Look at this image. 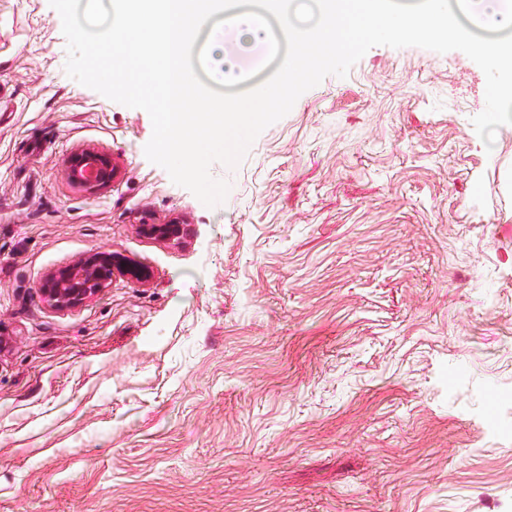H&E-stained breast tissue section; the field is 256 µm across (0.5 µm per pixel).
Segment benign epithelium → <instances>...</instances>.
Here are the masks:
<instances>
[{
  "label": "benign epithelium",
  "instance_id": "benign-epithelium-1",
  "mask_svg": "<svg viewBox=\"0 0 512 512\" xmlns=\"http://www.w3.org/2000/svg\"><path fill=\"white\" fill-rule=\"evenodd\" d=\"M72 179L86 187L95 188L112 181L114 169L103 154L85 150L70 161ZM141 230L152 236L171 239L181 233L180 224H143ZM119 273L144 284L149 271L103 248L91 250L74 263L49 272L39 285L42 301L52 310L67 312L76 309L112 284Z\"/></svg>",
  "mask_w": 512,
  "mask_h": 512
}]
</instances>
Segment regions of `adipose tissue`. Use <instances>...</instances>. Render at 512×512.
Returning a JSON list of instances; mask_svg holds the SVG:
<instances>
[{
  "label": "adipose tissue",
  "instance_id": "obj_1",
  "mask_svg": "<svg viewBox=\"0 0 512 512\" xmlns=\"http://www.w3.org/2000/svg\"><path fill=\"white\" fill-rule=\"evenodd\" d=\"M322 4L321 25L308 31L287 24L291 0H267L268 10L283 20L282 43L289 71L307 68L314 60V49L344 47L362 26L384 35L419 29L456 35L461 30L448 0H419L404 13L398 11L394 0H322ZM113 10L115 21L104 42L124 51L137 50L154 76L155 93L172 106L171 111L159 115L160 150L171 154L194 149L197 169H205L209 150L224 144L228 116L212 108L179 111V104L194 95V84L182 59L194 33L212 15H222L223 29L213 43L214 73L224 83L236 82L242 69V50L270 41L265 20L256 13L237 10L234 0H113ZM307 42L313 46L312 53L298 54V46Z\"/></svg>",
  "mask_w": 512,
  "mask_h": 512
}]
</instances>
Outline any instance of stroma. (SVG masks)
<instances>
[{
  "instance_id": "obj_1",
  "label": "stroma",
  "mask_w": 512,
  "mask_h": 512,
  "mask_svg": "<svg viewBox=\"0 0 512 512\" xmlns=\"http://www.w3.org/2000/svg\"><path fill=\"white\" fill-rule=\"evenodd\" d=\"M66 61L49 0H0V512H512V130L477 135L480 67L372 47L213 163L209 208ZM99 247L149 281L46 307ZM89 164H93L90 174L92 178H87L83 174ZM70 174L74 181L86 187L95 188L110 183L114 176V169L111 161L105 155L93 150H85L72 157Z\"/></svg>"
}]
</instances>
